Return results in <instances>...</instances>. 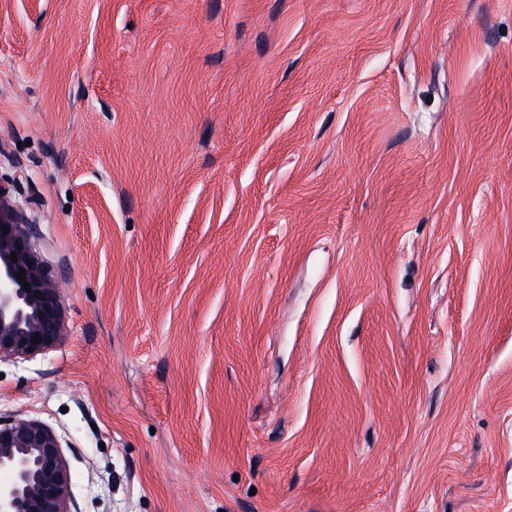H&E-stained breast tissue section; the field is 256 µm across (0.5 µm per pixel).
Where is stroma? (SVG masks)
Returning a JSON list of instances; mask_svg holds the SVG:
<instances>
[{"mask_svg": "<svg viewBox=\"0 0 512 512\" xmlns=\"http://www.w3.org/2000/svg\"><path fill=\"white\" fill-rule=\"evenodd\" d=\"M0 174L74 512H512V0H0ZM12 182L0 179V362L44 354L65 334L59 281L31 245V226L16 201ZM12 252L17 254L16 263ZM19 269L26 272L24 281L16 277ZM23 282L30 291L22 288Z\"/></svg>", "mask_w": 512, "mask_h": 512, "instance_id": "35a3bbf8", "label": "stroma"}]
</instances>
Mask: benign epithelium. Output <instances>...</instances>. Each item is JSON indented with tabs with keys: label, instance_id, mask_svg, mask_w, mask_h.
Instances as JSON below:
<instances>
[{
	"label": "benign epithelium",
	"instance_id": "7a95c632",
	"mask_svg": "<svg viewBox=\"0 0 512 512\" xmlns=\"http://www.w3.org/2000/svg\"><path fill=\"white\" fill-rule=\"evenodd\" d=\"M31 239L13 183L0 179V362L44 354L65 334L59 281ZM21 269L27 291L16 277ZM72 502L70 468L57 432L36 419L0 420V512H71Z\"/></svg>",
	"mask_w": 512,
	"mask_h": 512
}]
</instances>
